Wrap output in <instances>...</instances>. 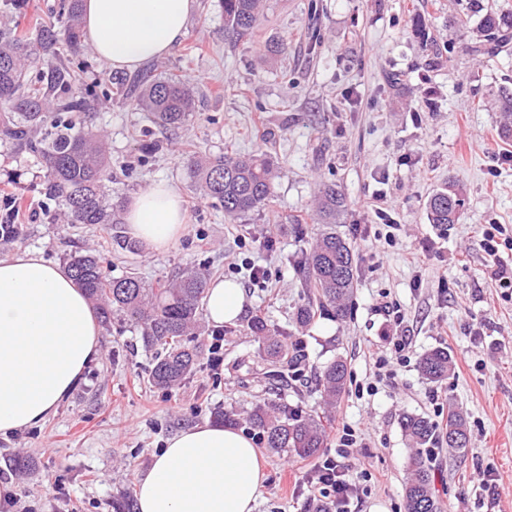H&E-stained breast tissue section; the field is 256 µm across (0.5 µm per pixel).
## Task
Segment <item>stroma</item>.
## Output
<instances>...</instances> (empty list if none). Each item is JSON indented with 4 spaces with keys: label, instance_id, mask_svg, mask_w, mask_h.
I'll return each mask as SVG.
<instances>
[{
    "label": "stroma",
    "instance_id": "1",
    "mask_svg": "<svg viewBox=\"0 0 512 512\" xmlns=\"http://www.w3.org/2000/svg\"><path fill=\"white\" fill-rule=\"evenodd\" d=\"M512 12V0H267L250 39L224 31L221 0H197L181 43L159 69H173L197 90L193 116L168 133L145 112L102 99L86 123L104 132L118 204L159 180L177 187L186 210L178 241L151 254L123 224H64L50 219L39 190L46 170L0 140V187L20 207V246L66 264L96 250L112 276L138 273L149 283L187 263L241 284L249 305L223 328V362L210 365L212 327L194 343L195 370L169 390L154 388L152 361L137 330L113 323L101 331L102 353L57 413L36 430L0 437V480H12L36 512H127L126 494L168 438L203 422L252 434L246 417L272 402L319 416L324 405L316 372L346 361L349 380L327 428L321 457L266 451L267 478L257 512H306L310 480L321 458L335 456L345 430L358 446L345 462L358 493L351 512H403L409 445L399 422L419 414L442 424L456 408L466 417L470 445L449 454L432 445L434 494L441 512H512V494L484 484L494 472L512 480V290L487 267L481 227L512 226V142L498 136L494 95L512 89V47L495 56L471 54L487 10ZM288 51L266 55L271 43ZM163 147L142 161V132ZM206 154L269 152L280 169L269 209L235 223L197 198L179 154L185 143ZM455 182L465 195L459 223L440 229L426 201ZM340 185L349 210L337 227L353 245L357 266L351 314L337 322L316 315L302 330L293 322L307 292L296 259L317 232L290 218L308 212L319 184ZM384 210L387 220L376 212ZM396 226L385 240L386 223ZM250 258L266 270L253 281ZM399 306L409 329L407 358L395 362V331L379 306ZM275 325L303 350L299 380L274 387L263 348L246 326L254 316ZM448 348L454 371L432 383L421 356ZM391 376L378 375L377 357Z\"/></svg>",
    "mask_w": 512,
    "mask_h": 512
}]
</instances>
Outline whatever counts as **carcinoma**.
Wrapping results in <instances>:
<instances>
[{
  "label": "carcinoma",
  "mask_w": 512,
  "mask_h": 512,
  "mask_svg": "<svg viewBox=\"0 0 512 512\" xmlns=\"http://www.w3.org/2000/svg\"><path fill=\"white\" fill-rule=\"evenodd\" d=\"M225 30L236 40L251 37L263 15L264 0H223ZM82 0H61L58 21L43 25L31 35L0 30V136L36 156L46 168L40 190L55 204L67 224H117L119 205L108 200L112 172L107 146L99 132L85 129V115L99 96L115 93L133 100L162 131L186 123L195 110V91L176 72L155 73L148 66L133 79L107 77L88 83L83 74L84 39ZM484 42L475 51L493 55L512 42V13L490 11L480 22ZM499 135L512 141V90H499ZM193 190L204 200L224 209V219L234 222L270 205L278 167L263 152L255 154L192 156L187 163ZM465 206L462 189L453 181L427 200L430 223L446 228L459 223ZM348 210L345 194L335 184L319 186L311 212L288 219L290 224L312 221L323 225L309 249L299 258L309 291L294 312V320L307 326L316 313L343 321L350 314L349 300L356 282L354 251L335 225ZM23 231L21 224H0V245L8 246ZM68 271L84 289L101 322L118 319L140 329L143 346L153 352L149 383L160 389L180 384L192 373L198 358L190 346L198 335L203 298L210 269L188 264L172 278L146 284L135 272L112 277L89 250L70 257ZM250 330L262 339L265 361L293 371L301 355L278 329L255 318ZM423 377L432 383L448 380L453 362L448 349L437 347L420 359ZM348 371L341 359L326 363L319 374L321 395L333 408L346 386ZM249 421L268 447L288 449L302 458L316 456L325 447L326 428L319 417L270 404L253 407ZM411 444L406 463L404 512H440L433 496L434 475L428 446L441 441L448 452L468 447L467 422L448 407L444 427L428 418L406 414L400 420Z\"/></svg>",
  "instance_id": "1"
}]
</instances>
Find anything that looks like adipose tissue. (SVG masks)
I'll use <instances>...</instances> for the list:
<instances>
[{
    "label": "adipose tissue",
    "instance_id": "ef3b65f1",
    "mask_svg": "<svg viewBox=\"0 0 512 512\" xmlns=\"http://www.w3.org/2000/svg\"><path fill=\"white\" fill-rule=\"evenodd\" d=\"M196 0H83L86 45L118 71L168 55L184 37ZM180 191L159 181L125 210L131 238L163 253L181 235ZM241 286L210 280L204 313L214 326L245 310ZM101 355L100 328L84 290L60 265L20 249L0 259V436L43 424ZM266 461L233 427L202 423L167 440L136 487L138 512H255Z\"/></svg>",
    "mask_w": 512,
    "mask_h": 512
}]
</instances>
